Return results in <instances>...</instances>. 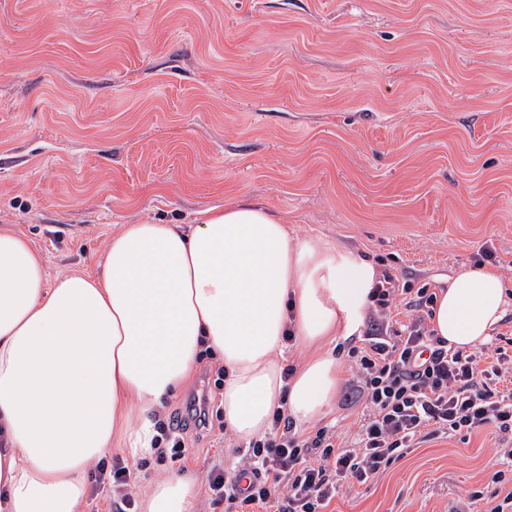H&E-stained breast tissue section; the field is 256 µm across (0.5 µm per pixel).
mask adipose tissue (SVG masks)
I'll list each match as a JSON object with an SVG mask.
<instances>
[{"instance_id": "ef3b65f1", "label": "adipose tissue", "mask_w": 512, "mask_h": 512, "mask_svg": "<svg viewBox=\"0 0 512 512\" xmlns=\"http://www.w3.org/2000/svg\"><path fill=\"white\" fill-rule=\"evenodd\" d=\"M376 266L296 239L266 205L236 202L196 223L124 224L93 274L49 280L30 241L0 229V512H77L107 455H152L153 414L203 358L224 368L220 406L241 442L277 408L321 420L343 377L329 342L353 334ZM505 286L487 266L440 280L430 327L449 347L484 344ZM312 348L285 376L286 335ZM198 489L174 471L142 512H193Z\"/></svg>"}]
</instances>
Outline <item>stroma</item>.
<instances>
[{
  "label": "stroma",
  "mask_w": 512,
  "mask_h": 512,
  "mask_svg": "<svg viewBox=\"0 0 512 512\" xmlns=\"http://www.w3.org/2000/svg\"><path fill=\"white\" fill-rule=\"evenodd\" d=\"M267 204L412 287L482 245L512 294V0H0V229L50 277L96 272L115 226ZM345 381L324 419L353 439ZM171 471L234 466L231 433H188ZM512 437L409 449L326 512H488Z\"/></svg>",
  "instance_id": "obj_1"
}]
</instances>
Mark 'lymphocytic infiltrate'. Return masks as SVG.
Instances as JSON below:
<instances>
[{
  "label": "lymphocytic infiltrate",
  "mask_w": 512,
  "mask_h": 512,
  "mask_svg": "<svg viewBox=\"0 0 512 512\" xmlns=\"http://www.w3.org/2000/svg\"><path fill=\"white\" fill-rule=\"evenodd\" d=\"M402 296L412 315L396 326L388 314ZM435 298L428 288L413 290L382 274L371 296L382 320L348 351L365 403L354 441L338 443L328 426L300 434L285 410H276L270 431L245 443L235 469L220 462L210 466L206 483L212 506L324 512L343 484L368 482L427 435L467 436L486 429L512 434V362L501 356L485 367L481 353L448 348L427 322ZM209 403L205 396L189 405L186 415L156 420L155 454L183 453L188 427L210 426ZM135 479L122 460L113 459L111 466H99L91 494L109 499L115 512H138L130 492Z\"/></svg>",
  "instance_id": "obj_1"
}]
</instances>
